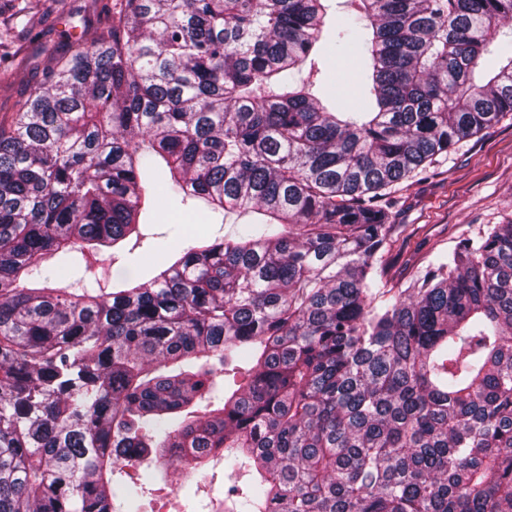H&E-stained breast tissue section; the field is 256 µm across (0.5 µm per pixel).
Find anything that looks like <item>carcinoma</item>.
I'll use <instances>...</instances> for the list:
<instances>
[{"instance_id": "carcinoma-1", "label": "carcinoma", "mask_w": 512, "mask_h": 512, "mask_svg": "<svg viewBox=\"0 0 512 512\" xmlns=\"http://www.w3.org/2000/svg\"><path fill=\"white\" fill-rule=\"evenodd\" d=\"M351 4L362 108L313 94L325 0H112L0 121V512H141L124 469L220 454L213 512H512V218L388 277L396 186L512 119V0ZM153 175L260 218L110 292L40 273L117 259Z\"/></svg>"}]
</instances>
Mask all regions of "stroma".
<instances>
[{"label": "stroma", "mask_w": 512, "mask_h": 512, "mask_svg": "<svg viewBox=\"0 0 512 512\" xmlns=\"http://www.w3.org/2000/svg\"><path fill=\"white\" fill-rule=\"evenodd\" d=\"M96 16L90 0H67L64 12L52 13L40 35L28 33L25 18L15 19L12 29L0 25V41L20 45L28 66L15 82L0 85V118L11 117L17 99L29 97L43 84L46 49L62 46L65 36L92 37ZM345 58L335 46H328L319 59L321 73L315 93L326 103H337L352 109L361 103L363 80L352 69L345 68ZM156 198L146 212L141 236L128 239L135 263L125 266L104 251L91 258V269L101 287L115 284L118 276L143 275L157 261L150 243L167 233L174 220L200 225L210 236L233 234L237 216L209 219L183 207L175 213L161 201V187H154ZM394 223L412 230L413 238L393 260L390 276L395 285L405 284L416 268L424 266L430 253L451 251L461 237L475 235L483 224L501 223L512 214V120H504L478 139L463 142L454 151L439 155L429 172L415 180L398 185ZM186 490L170 491L163 484L154 485L143 502V512H190L199 502L223 496L231 485L245 486L242 475H229L222 459L212 460L206 467L186 471Z\"/></svg>", "instance_id": "obj_1"}]
</instances>
